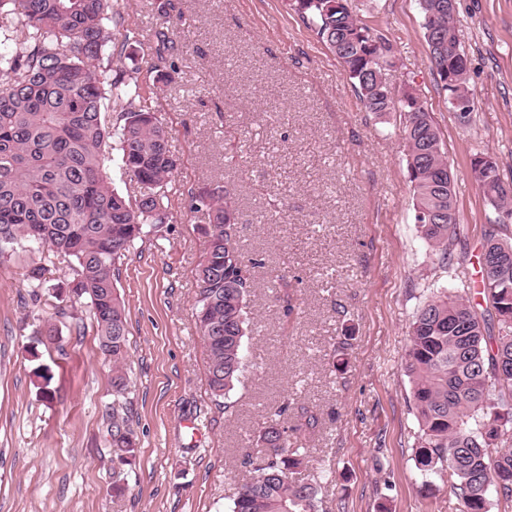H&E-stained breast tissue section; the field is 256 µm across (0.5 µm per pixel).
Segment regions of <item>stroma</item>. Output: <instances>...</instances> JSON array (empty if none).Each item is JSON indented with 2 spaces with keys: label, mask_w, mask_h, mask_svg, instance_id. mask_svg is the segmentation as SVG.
<instances>
[{
  "label": "stroma",
  "mask_w": 512,
  "mask_h": 512,
  "mask_svg": "<svg viewBox=\"0 0 512 512\" xmlns=\"http://www.w3.org/2000/svg\"><path fill=\"white\" fill-rule=\"evenodd\" d=\"M355 6L394 48L395 94L422 100L441 132L463 228L450 259L439 261L414 223L399 113L366 111L289 0H117L112 77L149 91L180 159L166 224L128 253L117 282L137 459L114 495L112 363L89 303L60 318L52 302L32 304L23 274L41 258L20 254L0 264V512H230L274 418L306 451L300 475L318 483L320 512H460L446 477L416 467L405 352L420 302L479 287L485 230L512 240V221L499 222L469 172L485 153L512 184V0H456L475 102L466 126L431 63L419 0ZM166 16L174 46L162 54ZM218 187L238 209L245 258L262 261L227 411L210 399L194 323L205 248L195 227L206 217L191 199ZM37 316L55 318L57 343L37 342ZM40 365L51 375L44 389Z\"/></svg>",
  "instance_id": "35a3bbf8"
}]
</instances>
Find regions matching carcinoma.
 <instances>
[{
    "label": "carcinoma",
    "mask_w": 512,
    "mask_h": 512,
    "mask_svg": "<svg viewBox=\"0 0 512 512\" xmlns=\"http://www.w3.org/2000/svg\"><path fill=\"white\" fill-rule=\"evenodd\" d=\"M444 0H420L431 58L454 48L450 67L466 87V57L454 12ZM295 10L333 51L369 112L399 111L407 170L413 185L414 220L421 238L448 259L461 238L454 179L431 113L413 96L397 98L387 71L392 45L360 23L351 0H293ZM112 0H0V263L19 251L70 258L71 292L90 301L100 349L112 360V490L125 491L123 467L136 460L137 443L128 401V329L116 272L146 227L165 223L164 198L178 166L168 133L149 107L99 66L112 42ZM126 100L120 125L106 112ZM124 173L144 188L136 198L118 191L110 173L112 151ZM472 180L503 216L512 201L500 193L496 160L484 153L470 162ZM192 209L205 211L198 225L205 253L197 269L196 327L208 353V386L216 405L243 370L249 333L251 269L239 236L224 238V213L235 210L230 193L203 191ZM482 250L501 257L484 272L482 301L446 291L426 301L409 324L405 364L420 435L415 452L425 476L448 474L461 512H490L491 497L512 504V242L484 233ZM46 267L34 263L24 277L40 301ZM44 344L57 328L42 320L34 331ZM263 450L251 461L257 476L238 491L232 512H318V489L293 474L305 449L288 444L279 421L261 434Z\"/></svg>",
    "instance_id": "obj_1"
}]
</instances>
